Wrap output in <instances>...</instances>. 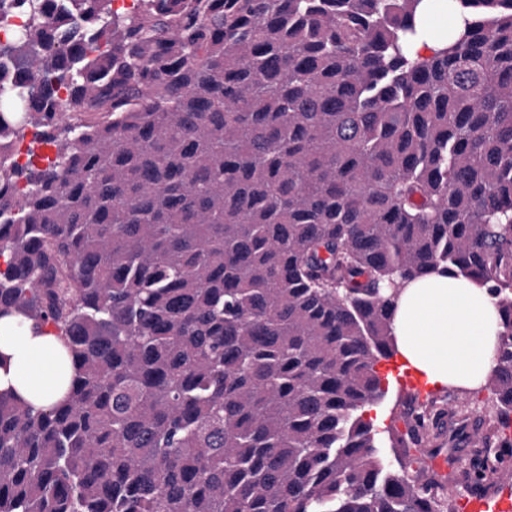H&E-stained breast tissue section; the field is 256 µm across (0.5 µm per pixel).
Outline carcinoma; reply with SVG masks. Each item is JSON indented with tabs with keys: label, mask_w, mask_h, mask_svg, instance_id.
<instances>
[{
	"label": "carcinoma",
	"mask_w": 512,
	"mask_h": 512,
	"mask_svg": "<svg viewBox=\"0 0 512 512\" xmlns=\"http://www.w3.org/2000/svg\"><path fill=\"white\" fill-rule=\"evenodd\" d=\"M113 3L0 0V317L73 366L0 393V512H446L365 412L403 284L475 277L496 416L389 438L512 449V0Z\"/></svg>",
	"instance_id": "obj_1"
}]
</instances>
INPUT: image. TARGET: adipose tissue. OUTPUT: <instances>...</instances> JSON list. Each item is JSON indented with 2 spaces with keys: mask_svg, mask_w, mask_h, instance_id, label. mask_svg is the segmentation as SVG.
<instances>
[{
  "mask_svg": "<svg viewBox=\"0 0 512 512\" xmlns=\"http://www.w3.org/2000/svg\"><path fill=\"white\" fill-rule=\"evenodd\" d=\"M499 317L486 285L434 272L407 282L393 316L398 352L428 383L472 390L494 362ZM58 339L15 317L0 319V391H15L39 407L66 393L53 362Z\"/></svg>",
  "mask_w": 512,
  "mask_h": 512,
  "instance_id": "1",
  "label": "adipose tissue"
}]
</instances>
